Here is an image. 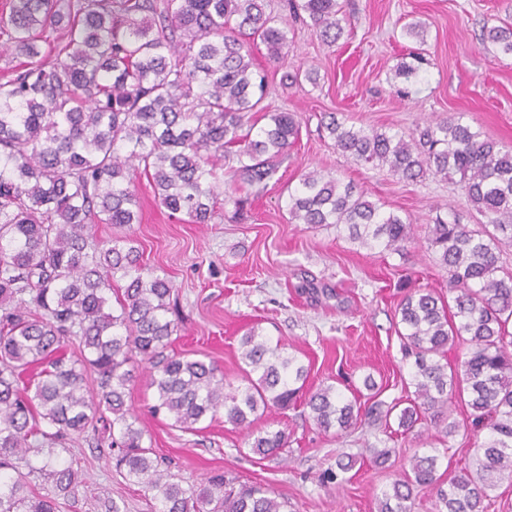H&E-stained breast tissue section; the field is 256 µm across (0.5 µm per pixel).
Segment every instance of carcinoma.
Returning a JSON list of instances; mask_svg holds the SVG:
<instances>
[{"mask_svg": "<svg viewBox=\"0 0 512 512\" xmlns=\"http://www.w3.org/2000/svg\"><path fill=\"white\" fill-rule=\"evenodd\" d=\"M326 45L343 34L339 0H286ZM268 0H6L0 42L18 64L0 77V512H59L58 497L77 487L73 465L52 447L108 425L97 443L118 449L115 467L143 485L156 512H285L286 502L257 484L224 475L205 486L172 482L143 446L126 397L140 356L154 389V413L187 430L224 414L250 427L258 413L303 401L325 432L362 423L375 405L348 399L335 386L304 392L309 368L270 344L253 326L240 340L242 384L225 392L213 362L168 352L177 325L167 318L171 281L141 262L135 239L103 244L95 227L140 223L132 175L141 168L154 198L172 215L210 224L216 204L242 210L233 195L241 181L264 191L274 159L299 137L290 112L264 104L266 75L252 43L285 62L288 23ZM486 39L512 55V29L493 27ZM396 76L418 79L421 58ZM263 112L269 122L258 125ZM324 127L354 161L387 166L401 180L431 173L459 184L484 224L438 223L429 243L448 269L451 302L409 288L400 299L399 337L410 360L414 398L399 410L407 432L425 419L447 437L475 438V466L444 482L447 452L409 457L378 498V512H412L415 492L435 493L436 512H486L498 482L512 479V273L497 245L512 241V151L448 117L419 137L348 126L328 114ZM297 224L344 226L367 248L402 253L409 222L367 201L339 179L312 171L288 195ZM124 280L110 309L115 278ZM468 345L458 366L448 346ZM69 343L79 354L63 352ZM467 396L468 421H448V407ZM251 450L277 457L288 446L283 429L249 433ZM51 485L42 495L29 480Z\"/></svg>", "mask_w": 512, "mask_h": 512, "instance_id": "carcinoma-1", "label": "carcinoma"}]
</instances>
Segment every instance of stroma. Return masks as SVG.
I'll list each match as a JSON object with an SVG mask.
<instances>
[{
  "instance_id": "obj_1",
  "label": "stroma",
  "mask_w": 512,
  "mask_h": 512,
  "mask_svg": "<svg viewBox=\"0 0 512 512\" xmlns=\"http://www.w3.org/2000/svg\"><path fill=\"white\" fill-rule=\"evenodd\" d=\"M340 3L344 33L336 45H325L302 24L289 25L294 39L288 68L312 72L313 80L282 85L264 45L253 47L255 63L268 77L271 108L294 113L300 124L298 140L280 158L263 195L252 196L241 186L239 194L248 203L237 218L195 224L185 215L169 217L140 174L135 179L140 223L100 224L96 237L136 239L144 263L164 270L173 284L169 317L178 329L172 349L216 361L227 382L240 384L239 340L256 325L309 366L307 390L337 382L346 397H374L390 406L411 394L397 333L402 287L449 296L448 271L427 243L428 227L439 219L475 224L482 217L456 181L429 176L408 183L388 168L353 161L336 149L321 117L333 112L358 127L412 133L459 114L483 138L511 149L512 56L483 34L493 26L512 27V0ZM411 22L423 23V41L403 36V26ZM413 50L422 52L425 64L419 81L406 87L394 70ZM401 87L406 95H398ZM313 170L353 182L365 199L410 221L414 239L407 256L360 246L342 227L290 222L288 192ZM308 283L317 295L305 292ZM368 378L375 389L365 388ZM148 380L145 374L136 379L127 403L144 432V445L185 486L221 472L269 485L287 501L289 512H377V497L393 472L369 463V447L396 449L400 465L414 452L447 447L449 478L474 464L468 440L444 438L430 422L391 436L379 420L337 435L320 431L300 405L269 410L256 420L255 429L288 434L282 456L263 459L251 453L246 431L223 419L202 422L190 432L153 415ZM54 455L76 462L80 480L60 512H154L152 493L117 472L110 448L97 446L93 434L72 439ZM340 459L352 465L348 481L323 482V473Z\"/></svg>"
}]
</instances>
